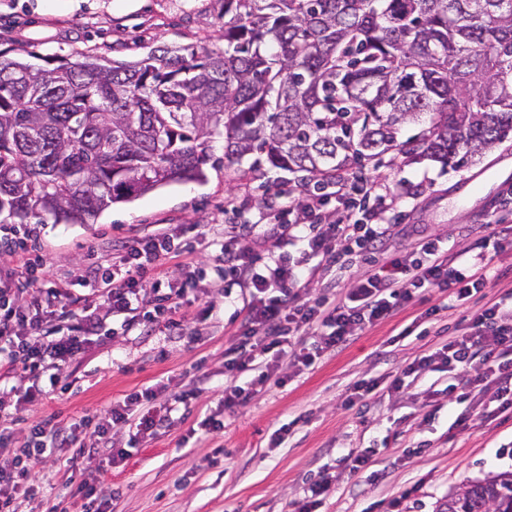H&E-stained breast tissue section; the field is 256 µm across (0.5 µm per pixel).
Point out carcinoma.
<instances>
[{
  "label": "carcinoma",
  "mask_w": 512,
  "mask_h": 512,
  "mask_svg": "<svg viewBox=\"0 0 512 512\" xmlns=\"http://www.w3.org/2000/svg\"><path fill=\"white\" fill-rule=\"evenodd\" d=\"M223 38L133 62L0 50V223L91 224L204 179L220 139L321 189L388 153L458 168L512 132V0H224ZM436 512H512V472Z\"/></svg>",
  "instance_id": "1"
}]
</instances>
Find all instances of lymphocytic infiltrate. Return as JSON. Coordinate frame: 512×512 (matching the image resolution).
<instances>
[{"label": "lymphocytic infiltrate", "instance_id": "f902f5d3", "mask_svg": "<svg viewBox=\"0 0 512 512\" xmlns=\"http://www.w3.org/2000/svg\"><path fill=\"white\" fill-rule=\"evenodd\" d=\"M331 186L323 195H277L267 203L274 222L264 231L244 220L226 225L222 238L214 240L211 255L219 278L244 288L248 297L234 344L224 355L231 383L215 411L200 421L204 433L222 432L225 412L339 352L357 332L394 317L419 290L437 289L455 306L484 288L483 252L471 247L454 251L437 241L422 243L412 256H391L370 272L350 276L352 252L382 249L387 227L373 218L390 207L392 196L386 186L347 173L338 174ZM195 230L185 224L177 232L162 228L148 238H132L110 263L89 268L86 279L94 289L81 294L68 283L46 286L36 228L0 225V261L19 269L17 276L0 280V370L19 369L30 380L26 386H0L1 451L20 443L30 459L51 448H73L91 459L122 433L126 445L113 448L111 458L118 467L130 448L169 426L172 412L191 407L198 390L171 394L155 384L126 394L103 415L81 418L67 428L39 417L29 420L24 437L14 429L22 409L69 390L66 369L101 337L106 322L127 332L160 321L180 336L194 318L190 308L196 300L204 302L202 315L215 312L217 302L204 298L195 252L179 241L180 234ZM249 240L259 248V258L244 249ZM295 242L300 252L293 255L287 247ZM172 258L181 259L186 271L176 283L164 272ZM312 283L324 288L323 297L311 296ZM435 371L454 373L457 382L432 390L434 409H442L444 397L459 388L481 400L483 418L511 409L512 304L487 301L465 327L397 371L387 386L375 380L355 382L347 403L355 405L383 388L400 392L406 378L423 379ZM241 376L247 379L242 386L237 383ZM37 494L28 467L0 470V512H21L22 502Z\"/></svg>", "mask_w": 512, "mask_h": 512}]
</instances>
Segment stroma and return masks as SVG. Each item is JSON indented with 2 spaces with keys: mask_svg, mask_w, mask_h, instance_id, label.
I'll list each match as a JSON object with an SVG mask.
<instances>
[{
  "mask_svg": "<svg viewBox=\"0 0 512 512\" xmlns=\"http://www.w3.org/2000/svg\"><path fill=\"white\" fill-rule=\"evenodd\" d=\"M223 0H0V50L69 56L77 52L114 60H135L150 47L205 44L224 47ZM203 181L172 183L103 211L91 224H43L39 238L49 279L80 280L85 266L112 257L114 246L156 225H201L220 232L228 203L244 204V217L266 216L265 199L286 174L270 170L243 177L215 144ZM512 135L469 165L451 168L430 160H387L363 172L390 186L391 212L378 223L398 219L393 252H411L417 239L442 241L460 249L493 237L495 220L512 225ZM486 297L512 300V251L487 247ZM244 290L232 287L223 311L193 324L196 341L133 330L91 344L69 369V393L30 408L29 418L54 415L66 424L103 412L113 401L157 382L173 391L191 390L199 372L209 376L207 394L190 413L174 412L166 432L132 449L125 467L105 458L83 461L86 479L111 488L112 512H285L318 472L334 467L352 448L374 447L389 466L385 480L371 471L339 473V490L324 512H435L439 501L465 484L512 471V412L467 427H451L446 413L427 419L428 382L348 406L350 385L359 379L388 378L438 340L439 331L464 326L475 303L445 307V295L424 292L405 303L391 320L360 333L344 350L285 386L247 400L227 416L223 432L187 441L189 429L216 407L224 376V350L244 312ZM442 306L439 320L425 311ZM408 337L400 332L406 326ZM290 425L281 447L269 445L273 430ZM70 449L46 450L31 475L40 497L24 512H72L66 484L74 470Z\"/></svg>",
  "mask_w": 512,
  "mask_h": 512,
  "instance_id": "obj_1",
  "label": "stroma"
}]
</instances>
